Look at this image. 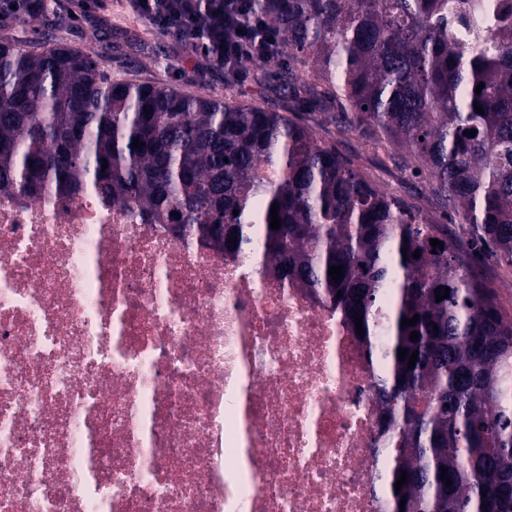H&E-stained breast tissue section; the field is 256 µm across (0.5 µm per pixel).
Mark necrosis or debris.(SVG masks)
Here are the masks:
<instances>
[{"label": "necrosis or debris", "mask_w": 512, "mask_h": 512, "mask_svg": "<svg viewBox=\"0 0 512 512\" xmlns=\"http://www.w3.org/2000/svg\"><path fill=\"white\" fill-rule=\"evenodd\" d=\"M378 368L251 254L0 193V512H391Z\"/></svg>", "instance_id": "1"}]
</instances>
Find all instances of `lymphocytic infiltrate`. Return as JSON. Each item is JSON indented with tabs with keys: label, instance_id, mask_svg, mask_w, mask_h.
<instances>
[{
	"label": "lymphocytic infiltrate",
	"instance_id": "obj_1",
	"mask_svg": "<svg viewBox=\"0 0 512 512\" xmlns=\"http://www.w3.org/2000/svg\"><path fill=\"white\" fill-rule=\"evenodd\" d=\"M126 6L129 17L178 35L216 67L242 70L282 53L255 0H126Z\"/></svg>",
	"mask_w": 512,
	"mask_h": 512
}]
</instances>
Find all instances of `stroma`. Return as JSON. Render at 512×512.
<instances>
[{
  "mask_svg": "<svg viewBox=\"0 0 512 512\" xmlns=\"http://www.w3.org/2000/svg\"><path fill=\"white\" fill-rule=\"evenodd\" d=\"M0 40L26 49L63 45L89 52L116 81L173 87L190 95L256 103L285 113L307 127L320 144L335 147L361 174L396 192L414 210L441 224L449 240L466 250L472 247L467 225L459 218L445 215L425 181L398 171L390 163L386 157L390 144L374 141L362 126L337 131L331 121L332 108L318 107L277 92L273 76L278 65L287 64V56L270 61L267 82L258 80V70L252 65L247 67L245 77L230 75L209 65L173 36L128 19L120 0H109L105 8L90 10L83 9L77 0H62L58 9L36 20L0 19ZM474 268L496 292L503 316L512 319V288L507 285L512 279V264L479 252L475 255Z\"/></svg>",
  "mask_w": 512,
  "mask_h": 512,
  "instance_id": "stroma-1",
  "label": "stroma"
}]
</instances>
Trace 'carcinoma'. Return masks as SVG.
Returning <instances> with one entry per match:
<instances>
[{
    "label": "carcinoma",
    "mask_w": 512,
    "mask_h": 512,
    "mask_svg": "<svg viewBox=\"0 0 512 512\" xmlns=\"http://www.w3.org/2000/svg\"><path fill=\"white\" fill-rule=\"evenodd\" d=\"M257 6L288 49L280 90L333 101L334 122L409 150L395 165L425 174L474 246L512 264V0ZM84 188L226 253L257 243L261 271L302 282L352 328L362 319L393 432L381 468L393 512H512V319L439 225L282 112L114 82L88 53L0 41V192Z\"/></svg>",
    "instance_id": "obj_1"
}]
</instances>
